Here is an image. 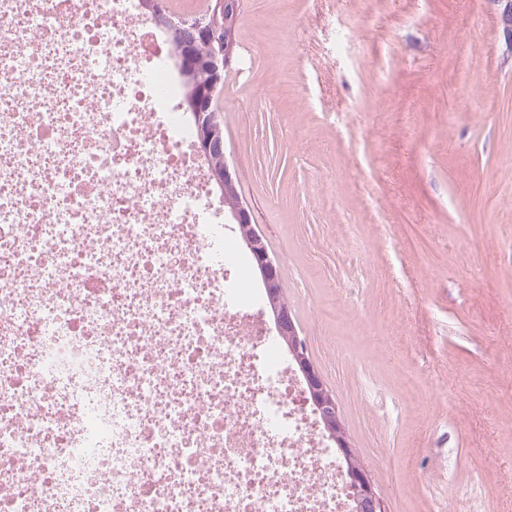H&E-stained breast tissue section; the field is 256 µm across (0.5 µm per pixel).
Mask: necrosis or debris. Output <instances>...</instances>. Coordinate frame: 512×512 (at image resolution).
Wrapping results in <instances>:
<instances>
[{
    "instance_id": "4bbe7bcc",
    "label": "necrosis or debris",
    "mask_w": 512,
    "mask_h": 512,
    "mask_svg": "<svg viewBox=\"0 0 512 512\" xmlns=\"http://www.w3.org/2000/svg\"><path fill=\"white\" fill-rule=\"evenodd\" d=\"M139 0H0V512H350Z\"/></svg>"
}]
</instances>
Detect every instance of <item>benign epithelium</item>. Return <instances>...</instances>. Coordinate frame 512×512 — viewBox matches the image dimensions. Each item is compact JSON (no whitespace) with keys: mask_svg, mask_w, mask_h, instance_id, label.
Segmentation results:
<instances>
[{"mask_svg":"<svg viewBox=\"0 0 512 512\" xmlns=\"http://www.w3.org/2000/svg\"><path fill=\"white\" fill-rule=\"evenodd\" d=\"M495 2L501 6L499 22L512 46V0ZM153 5L152 0L142 2V7L153 13L158 27L176 28L184 39L179 64L182 76L195 86L192 115L197 154L206 164L216 157L224 159L223 168H209L210 185L219 192L221 199L227 201L228 209L224 214L230 223L238 226L242 242L251 256L266 294L272 330L302 377L300 404L311 409L323 438L333 443L338 458L345 464L352 512H385L370 472L359 462L356 449L352 448L336 397L313 361L293 309L284 297L280 266L270 256L265 239L256 229L249 205L238 194L239 173L225 161L222 92L224 75L235 59L240 0H206L204 9L194 14L156 12ZM200 45L210 50L208 56L200 58L193 53L192 48Z\"/></svg>","mask_w":512,"mask_h":512,"instance_id":"benign-epithelium-1","label":"benign epithelium"}]
</instances>
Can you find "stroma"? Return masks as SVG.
<instances>
[{"instance_id":"35a3bbf8","label":"stroma","mask_w":512,"mask_h":512,"mask_svg":"<svg viewBox=\"0 0 512 512\" xmlns=\"http://www.w3.org/2000/svg\"><path fill=\"white\" fill-rule=\"evenodd\" d=\"M224 143L386 512H512V54L493 0H242Z\"/></svg>"}]
</instances>
